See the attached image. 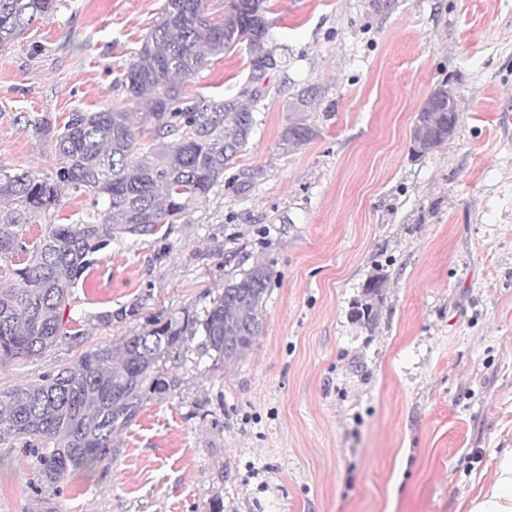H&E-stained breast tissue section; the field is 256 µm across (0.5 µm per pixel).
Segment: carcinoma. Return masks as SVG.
I'll list each match as a JSON object with an SVG mask.
<instances>
[{"instance_id": "obj_1", "label": "carcinoma", "mask_w": 512, "mask_h": 512, "mask_svg": "<svg viewBox=\"0 0 512 512\" xmlns=\"http://www.w3.org/2000/svg\"><path fill=\"white\" fill-rule=\"evenodd\" d=\"M58 0H0V45L56 12ZM207 0H165L154 26L118 78L126 105L95 112L75 109L53 135L56 163L44 174L0 169V257L31 252L18 267H0V364L39 355L57 340L82 334L65 317L72 289L86 277L91 256L117 238L155 235L185 217L224 178L247 146L253 108L272 91L262 61L275 59L266 0H224L215 16ZM248 75L235 97L185 99L184 88L208 58L239 46ZM432 127L429 151L448 142V105L419 109ZM313 138L302 123L282 134L287 146ZM92 197L78 224L55 222L64 190ZM36 221L48 233L27 249L23 229ZM271 272L256 265L230 277L203 316L165 323L91 349L38 383L0 392V443L19 442L39 457L40 484L58 488L73 470L110 458L112 442L136 422L153 393L170 389L165 364L193 336L224 363L241 360L263 334V305ZM383 280L366 285L369 302L357 318H374Z\"/></svg>"}]
</instances>
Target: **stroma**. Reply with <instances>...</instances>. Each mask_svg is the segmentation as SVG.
<instances>
[{"label":"stroma","instance_id":"1","mask_svg":"<svg viewBox=\"0 0 512 512\" xmlns=\"http://www.w3.org/2000/svg\"><path fill=\"white\" fill-rule=\"evenodd\" d=\"M163 3L59 0L0 46V167L51 172L38 120L123 106L115 81ZM266 19L280 91L247 149L185 219L100 251L70 298L81 343L0 365V392L202 314L257 263L263 335L231 365L191 341L111 459L60 489L0 445V512H454L512 448V0H267ZM247 60L211 58L188 96H236ZM442 84L458 132L416 155ZM296 123L315 137L283 146ZM376 278L368 326L354 311Z\"/></svg>","mask_w":512,"mask_h":512}]
</instances>
